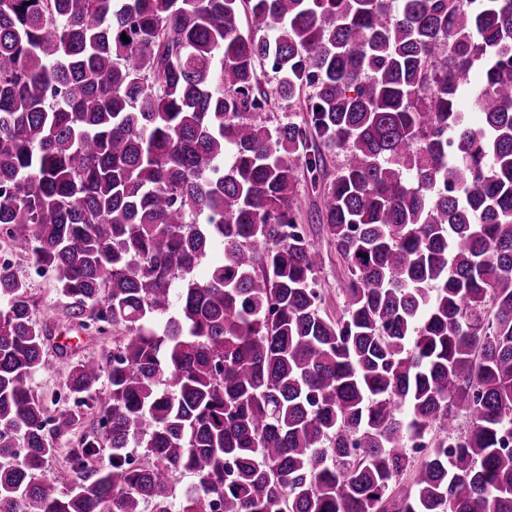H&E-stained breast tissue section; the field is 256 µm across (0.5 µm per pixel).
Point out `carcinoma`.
Masks as SVG:
<instances>
[{
    "label": "carcinoma",
    "mask_w": 512,
    "mask_h": 512,
    "mask_svg": "<svg viewBox=\"0 0 512 512\" xmlns=\"http://www.w3.org/2000/svg\"><path fill=\"white\" fill-rule=\"evenodd\" d=\"M265 62L304 123L267 125ZM316 138L345 153L335 322L296 224ZM1 225L125 336L47 415L0 266V512H512V0H0ZM103 387L62 492L41 472Z\"/></svg>",
    "instance_id": "carcinoma-1"
}]
</instances>
